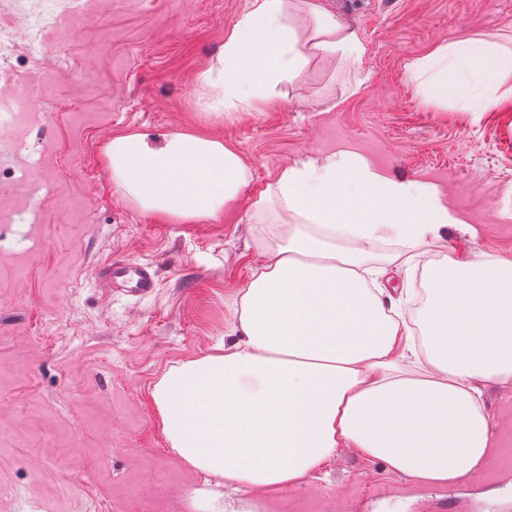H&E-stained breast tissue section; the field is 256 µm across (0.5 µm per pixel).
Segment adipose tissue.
<instances>
[{"label":"adipose tissue","instance_id":"ef3b65f1","mask_svg":"<svg viewBox=\"0 0 512 512\" xmlns=\"http://www.w3.org/2000/svg\"><path fill=\"white\" fill-rule=\"evenodd\" d=\"M312 27L302 48L294 20ZM359 61L365 46L319 0H252L199 75L214 120L263 100L306 66L307 50ZM512 71L502 53L462 38L421 59L436 98L470 112L497 105L490 90ZM106 170L146 215L197 224L235 204L251 180L239 152L201 132L111 135ZM261 258L233 302L230 343L170 368L152 399L179 458L215 479L196 491L204 512L310 484L346 451L387 464L422 485L466 482L491 463L496 430L484 389L512 388V259L448 257V232L467 239L437 189L384 174L341 150L280 167L249 203ZM393 246V264L441 253L427 278L421 336L398 319V302L371 288L367 260Z\"/></svg>","mask_w":512,"mask_h":512}]
</instances>
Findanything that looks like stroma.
Returning <instances> with one entry per match:
<instances>
[{
  "label": "stroma",
  "mask_w": 512,
  "mask_h": 512,
  "mask_svg": "<svg viewBox=\"0 0 512 512\" xmlns=\"http://www.w3.org/2000/svg\"><path fill=\"white\" fill-rule=\"evenodd\" d=\"M250 3L107 0L35 46L30 22L67 0H0L18 45L0 77L22 72L15 92L37 87L46 116L15 149L0 112V203L21 192L22 170L41 177L36 223H0V512H197L202 478L170 447L151 391L223 341L260 260L249 201L282 164L349 146L395 178L436 184L479 228V250L512 255V73L486 112L432 98L414 77L418 59L461 37L512 50V0H322L359 35L361 60L310 56L270 100L209 120L198 76ZM192 129L249 166L239 201L200 224L134 209L106 172L109 136ZM117 260L153 264L155 293L98 288L96 269ZM253 512H512V472L421 487L341 452Z\"/></svg>",
  "instance_id": "1"
}]
</instances>
